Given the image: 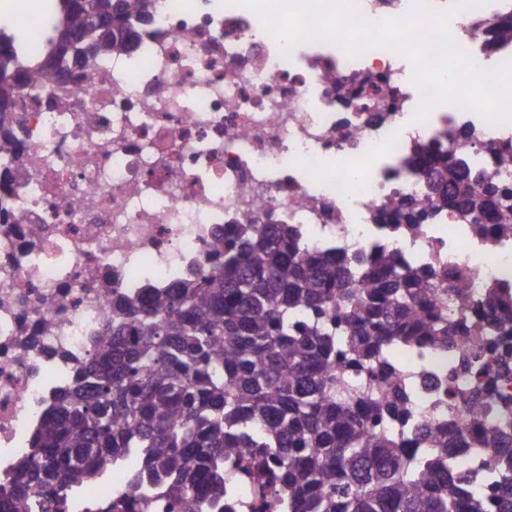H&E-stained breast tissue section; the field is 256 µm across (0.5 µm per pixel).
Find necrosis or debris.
<instances>
[{
	"instance_id": "obj_1",
	"label": "necrosis or debris",
	"mask_w": 512,
	"mask_h": 512,
	"mask_svg": "<svg viewBox=\"0 0 512 512\" xmlns=\"http://www.w3.org/2000/svg\"><path fill=\"white\" fill-rule=\"evenodd\" d=\"M512 0L455 13L458 46L481 67L512 61L492 31ZM57 24L49 0H19L14 44L37 54ZM15 164L0 157V479L27 452L52 395L67 387L112 305L170 288L208 267L220 230L290 224L306 245L337 254H393L424 273L462 272L473 295L512 283V224L479 227L431 208L425 169L453 150L472 171L512 190V129L470 110H432L411 124L420 92L387 49L347 58L328 43L281 55L260 16L220 0H154L134 49L78 67L40 92L18 91ZM424 212L396 223L400 204ZM471 342L406 346L402 384L416 426L448 435V467L485 498L488 449L474 446L467 403L477 380ZM127 457L60 501L32 512H175L165 489L133 481ZM255 479L230 475L232 512L254 510Z\"/></svg>"
}]
</instances>
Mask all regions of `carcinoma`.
I'll list each match as a JSON object with an SVG mask.
<instances>
[{
  "label": "carcinoma",
  "instance_id": "carcinoma-1",
  "mask_svg": "<svg viewBox=\"0 0 512 512\" xmlns=\"http://www.w3.org/2000/svg\"><path fill=\"white\" fill-rule=\"evenodd\" d=\"M60 21L44 52L17 56L0 27V113L24 83L56 84L75 64L93 78L97 60L128 49L149 0H56ZM0 127V154L16 161ZM433 198L475 217L512 222V194L460 160L427 174ZM511 336L512 299L493 286L479 299L454 277L444 294L392 255L311 254L288 224H235L224 253L175 288L112 308V340L59 391L29 452L0 482V512H31L75 489L106 462L129 455L138 482L164 487L184 512L221 502L224 459L267 467L265 499L288 493L283 512H488L453 482L448 436L410 432L412 395L390 362L393 347L424 336L448 348L457 336ZM351 371L366 375L352 386ZM512 413L478 387L470 419L491 449V475L512 479ZM423 444L420 456L407 449Z\"/></svg>",
  "mask_w": 512,
  "mask_h": 512
}]
</instances>
